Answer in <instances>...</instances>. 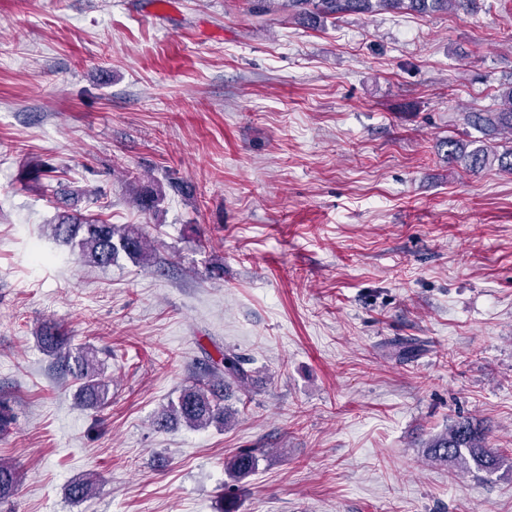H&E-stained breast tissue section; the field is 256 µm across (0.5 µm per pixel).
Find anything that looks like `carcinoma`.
<instances>
[{
    "label": "carcinoma",
    "instance_id": "obj_1",
    "mask_svg": "<svg viewBox=\"0 0 512 512\" xmlns=\"http://www.w3.org/2000/svg\"><path fill=\"white\" fill-rule=\"evenodd\" d=\"M476 0H288V13L303 23L315 25L320 20L334 22L350 14L375 11H410L417 14L446 12L458 6L468 7ZM465 124L480 131L512 132V85L499 94L498 107L492 112L466 113ZM467 166L478 172L493 162L499 170L512 174V146L491 152L479 145L465 154ZM53 238L65 245L78 248V259L93 267H108L120 254L137 263L147 264L153 259V248L144 227L139 224H104L94 219L66 214L50 225ZM43 349L55 356L61 367L81 382L80 400L87 407L101 408L109 399L111 379L99 367L95 356L88 351L76 353L67 349L64 333L53 324L42 326L39 336ZM242 383L247 378L237 356L221 354L212 377L198 379L184 388L177 400L161 412L154 421L159 429L182 421L192 427H206L212 423L224 424V379ZM428 456L454 467L458 471L493 473L509 463V455L488 446L484 430L468 418H460L444 433L435 436L427 447ZM256 457L250 450L238 452L229 467L243 476L255 468ZM21 473L15 463L0 458V503L15 495ZM95 480L88 476L68 484L69 497L75 502L91 498Z\"/></svg>",
    "mask_w": 512,
    "mask_h": 512
}]
</instances>
